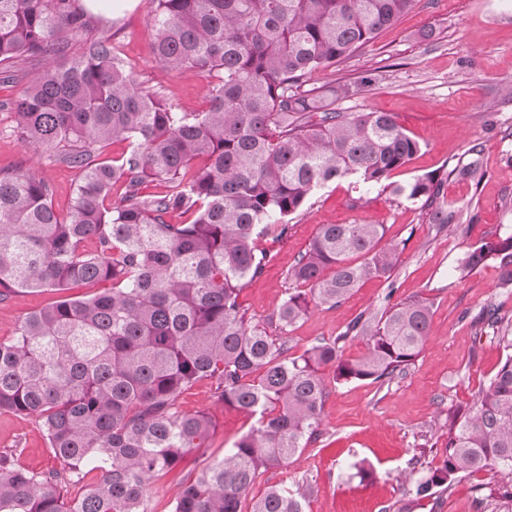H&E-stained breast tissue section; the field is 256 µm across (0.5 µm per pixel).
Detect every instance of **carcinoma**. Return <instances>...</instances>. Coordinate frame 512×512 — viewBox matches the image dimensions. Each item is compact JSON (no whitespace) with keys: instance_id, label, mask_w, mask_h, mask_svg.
<instances>
[{"instance_id":"1","label":"carcinoma","mask_w":512,"mask_h":512,"mask_svg":"<svg viewBox=\"0 0 512 512\" xmlns=\"http://www.w3.org/2000/svg\"><path fill=\"white\" fill-rule=\"evenodd\" d=\"M417 2L152 0L161 68L210 79L208 108L178 112L135 81L108 37L66 59L90 25L75 0H0V81L12 80L17 59H49L10 103L14 130L80 172L62 215L47 180L0 171V301L24 289L112 283L31 312L0 340V412L35 417L63 463L33 471L0 451V512H150V480L210 438L212 416L177 404L203 379L218 402L256 421L185 479L172 512H243L248 499L249 512H305L299 487L252 490L262 472L319 438L322 371L342 382L393 379L426 343L431 308L407 300L361 314L290 358L286 337L249 323L240 292L272 259L256 239L287 238L290 216L314 190L351 176L378 185L420 150L391 112L336 111L366 81L307 86ZM118 140L130 145L118 160L88 150ZM480 153L474 144L447 175L387 188L420 203L429 223L453 224L445 183L479 180ZM120 179L126 189L112 203ZM148 179L169 191L142 195ZM176 211L192 219L167 222ZM383 236L381 224L319 225L288 270L297 288L272 315L275 327L289 331L312 302L339 305L366 279H390L400 252ZM490 260L499 287L512 288V233L472 244L456 271L464 278ZM471 323L505 359L473 405L453 413L441 464L409 472V493H449L460 477L489 470L496 486L474 498V512H512V317L486 305ZM350 336L367 340L358 359L343 358Z\"/></svg>"}]
</instances>
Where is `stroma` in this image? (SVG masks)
<instances>
[{
	"label": "stroma",
	"instance_id": "obj_1",
	"mask_svg": "<svg viewBox=\"0 0 512 512\" xmlns=\"http://www.w3.org/2000/svg\"><path fill=\"white\" fill-rule=\"evenodd\" d=\"M151 0H133L112 18L94 17L88 36H108L113 51L132 68L137 83L158 92L181 112L208 106V82L198 71H161L152 51ZM433 26L426 41L422 29ZM35 56L17 62L18 79L0 82V169H33L54 187V204L67 212L78 172L49 152H37L12 133L9 103L21 82L44 66ZM370 85L337 101L342 112H391L420 151L389 179L406 183L440 172L448 175L467 161V150L481 144L480 185L449 178V206L462 213L457 232L428 223L419 205L383 190L343 179L317 190L292 220L287 239L259 237L258 249L273 259L261 276L240 294L251 324L268 325L288 293L287 273L303 253L318 225L380 224L386 240L399 243L401 262L391 279L373 278L350 298L329 308L311 305L306 317L286 335L295 357L318 340L343 332L359 313H382L387 296L418 299L430 305V337L406 371L390 383H336L329 379L321 436L287 463L266 470L254 491L288 483L307 485L306 512H473L478 491L494 488L493 472L463 476L441 500L418 499L408 492L410 459L421 469L437 465L448 435V414L471 406L473 396L496 373L505 357L489 339H477L472 316L488 303L512 315V288L498 285L496 263L468 277L455 268L467 248L482 238L512 232V0H420L418 6L371 43L312 78L313 84L357 81ZM396 293H389V286ZM54 292L19 291L0 303V339L14 336L26 314L55 300ZM178 405L186 412L211 410L215 429L206 452H191L149 487L151 512H171L183 482L203 456L220 457L252 424L245 413L217 403L208 381L185 390ZM17 448L19 463L29 469L59 467L39 432L37 420L0 412V450ZM364 462L368 480L355 477L348 465Z\"/></svg>",
	"mask_w": 512,
	"mask_h": 512
}]
</instances>
